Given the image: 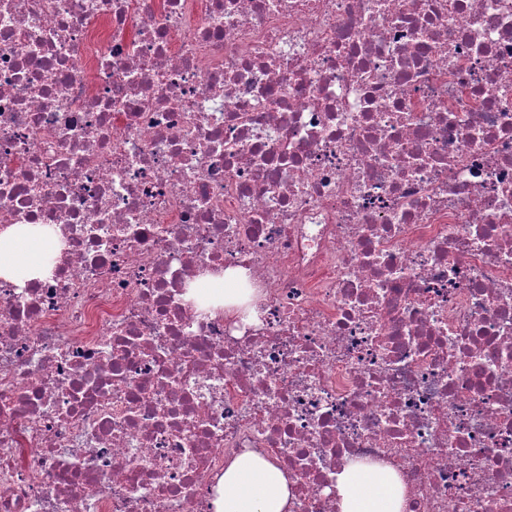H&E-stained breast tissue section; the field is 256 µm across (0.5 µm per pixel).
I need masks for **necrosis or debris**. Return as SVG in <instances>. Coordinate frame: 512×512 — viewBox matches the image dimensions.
I'll return each mask as SVG.
<instances>
[{"instance_id":"4bbe7bcc","label":"necrosis or debris","mask_w":512,"mask_h":512,"mask_svg":"<svg viewBox=\"0 0 512 512\" xmlns=\"http://www.w3.org/2000/svg\"><path fill=\"white\" fill-rule=\"evenodd\" d=\"M16 224L0 512H213L249 451L512 512V0H0ZM40 233L32 225H14L0 233V277L24 274L36 278L46 272L51 244L38 238Z\"/></svg>"}]
</instances>
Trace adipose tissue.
Listing matches in <instances>:
<instances>
[{"label": "adipose tissue", "instance_id": "obj_1", "mask_svg": "<svg viewBox=\"0 0 512 512\" xmlns=\"http://www.w3.org/2000/svg\"><path fill=\"white\" fill-rule=\"evenodd\" d=\"M40 228L15 225L0 232V277L42 276L51 245ZM293 486L275 463L255 452L231 461L218 481L214 512H288ZM339 512H404L406 488L385 466L345 467L336 476Z\"/></svg>", "mask_w": 512, "mask_h": 512}]
</instances>
